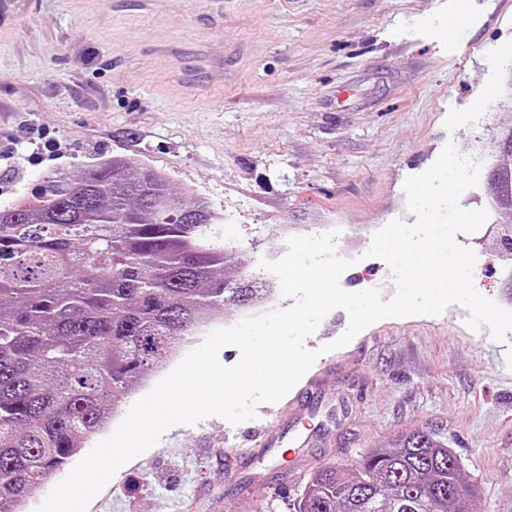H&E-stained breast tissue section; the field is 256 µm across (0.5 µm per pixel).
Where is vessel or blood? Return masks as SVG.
<instances>
[{
	"instance_id": "obj_1",
	"label": "vessel or blood",
	"mask_w": 512,
	"mask_h": 512,
	"mask_svg": "<svg viewBox=\"0 0 512 512\" xmlns=\"http://www.w3.org/2000/svg\"><path fill=\"white\" fill-rule=\"evenodd\" d=\"M332 375L319 370L290 399L286 414L276 416L271 424L254 429L249 450L239 456L224 459V470L234 475L232 491L241 493L249 481H269L272 489L284 492L289 488L288 473L276 471L267 475V464L284 459L292 450L317 448L331 442L332 436L326 420L321 419L320 410L328 400L336 402V417L344 419L349 405L335 399Z\"/></svg>"
}]
</instances>
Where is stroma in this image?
<instances>
[{"mask_svg": "<svg viewBox=\"0 0 512 512\" xmlns=\"http://www.w3.org/2000/svg\"><path fill=\"white\" fill-rule=\"evenodd\" d=\"M454 0H5L0 5V205L34 195L54 172L113 156L167 173L176 192L221 216L243 271L275 261L293 235L337 232L350 292L395 294L368 256L391 221L414 223L403 183L446 144L481 170L512 127V0H467L462 37L442 29ZM490 90L480 121L475 93ZM460 205L485 223L457 234L479 293L512 311V212L492 209L486 180ZM468 310L378 320L325 352L352 411L328 450L292 465L289 494L225 492V455L272 420L275 405L233 424L177 425L126 462L91 508L124 512H288L326 464L348 466L415 429L457 456L475 512H512V332L470 329Z\"/></svg>", "mask_w": 512, "mask_h": 512, "instance_id": "stroma-1", "label": "stroma"}]
</instances>
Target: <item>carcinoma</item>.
<instances>
[{"mask_svg":"<svg viewBox=\"0 0 512 512\" xmlns=\"http://www.w3.org/2000/svg\"><path fill=\"white\" fill-rule=\"evenodd\" d=\"M497 149L488 185L512 209V135ZM218 221L192 193L174 196L165 172L123 156L0 206V512L71 464L185 337L270 292L262 269L224 276L234 253ZM472 497L448 445L418 430L348 470L319 467L288 510L473 512Z\"/></svg>","mask_w":512,"mask_h":512,"instance_id":"1","label":"carcinoma"}]
</instances>
